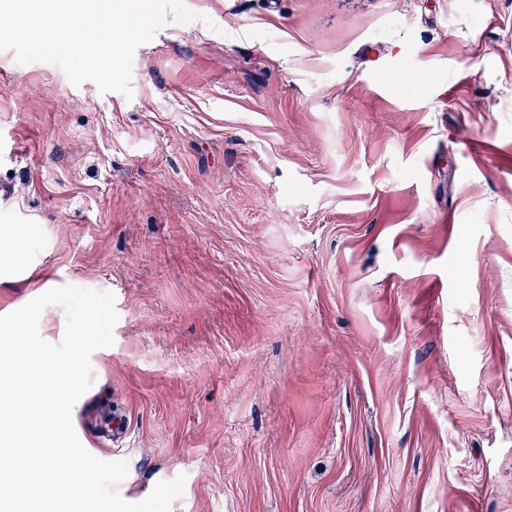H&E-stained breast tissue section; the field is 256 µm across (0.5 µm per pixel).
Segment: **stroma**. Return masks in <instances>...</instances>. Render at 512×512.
<instances>
[{
    "mask_svg": "<svg viewBox=\"0 0 512 512\" xmlns=\"http://www.w3.org/2000/svg\"><path fill=\"white\" fill-rule=\"evenodd\" d=\"M185 3L128 97L0 50V315H118L83 447L171 512H512V0Z\"/></svg>",
    "mask_w": 512,
    "mask_h": 512,
    "instance_id": "stroma-1",
    "label": "stroma"
}]
</instances>
